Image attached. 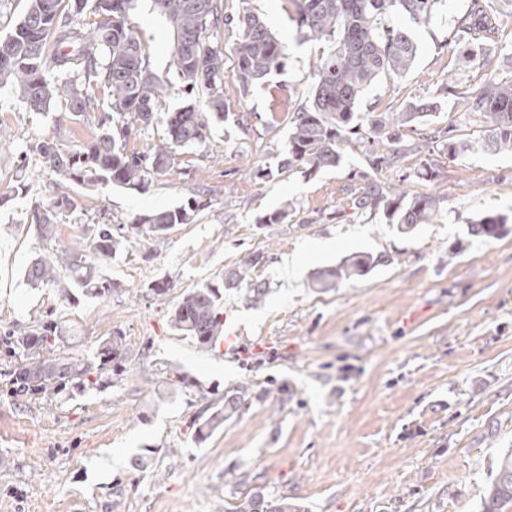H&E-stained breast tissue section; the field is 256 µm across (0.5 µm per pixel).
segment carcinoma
<instances>
[{
    "label": "carcinoma",
    "instance_id": "1",
    "mask_svg": "<svg viewBox=\"0 0 512 512\" xmlns=\"http://www.w3.org/2000/svg\"><path fill=\"white\" fill-rule=\"evenodd\" d=\"M132 0H29L20 21L0 35V88L8 86L30 109L41 113L62 105L83 116L99 113L92 138L65 148L54 140H39L22 153V165L38 161L57 176L54 197L33 210L30 224L44 240L55 238L60 215L73 210L75 188L117 185L145 190L165 172L180 148L207 141L214 119L224 120V48L212 41L219 27L234 35L233 75L248 91L287 65V46L251 12H224L223 0H154V8L174 28L172 65L181 92L194 99L179 108L167 105L168 80L151 70L145 46L135 37L129 22ZM286 12L296 23L302 41L329 44L313 71L314 83L305 105L289 116L288 145L278 171L305 169L312 174L336 168L346 150L362 147L369 171L353 205L358 210L378 211L397 231H414L438 217L442 196L390 186L370 172L383 169L419 152L405 145V132L429 126L445 109L446 98H429L390 117L363 116L358 107L364 92L381 76H403L412 67L418 44L400 17L412 24L428 25L446 6V0H286ZM92 19H83L87 4ZM504 10L489 0H468L467 11L455 20L451 42H494L503 19L512 18V0ZM447 98L465 111L485 120L483 147L512 155V75L488 73L476 93L444 87ZM165 126L164 134L148 151L129 153L126 140L140 129ZM466 139H448V159L473 151ZM208 201L192 198L173 208L157 210L134 219L132 228L148 236L157 250L178 224H190ZM289 202L257 219L264 225L282 224ZM509 217L485 214L467 225V234L484 242L497 240L507 231ZM124 226L92 224L72 247L32 260L25 271L35 287L66 289L75 284L87 295L106 298L122 290L101 275L103 267L128 241ZM264 255L251 252L241 258L228 276L193 288L172 304L169 325L192 338L201 349L213 347L224 327V290L249 286L253 298L265 295L262 283L253 280ZM387 262L369 254L349 256L334 266L315 272V288H335L344 281L363 277ZM61 327L48 317L29 326L7 324L3 336L16 390L58 397L67 388L81 390L100 385L99 367L79 360L61 346ZM128 348L121 332H114L100 349L102 364L119 379L126 371ZM246 390H238L206 406L208 416H198L196 438L207 440L233 418L244 402ZM512 506V452L505 454L486 489L482 512H504ZM233 512H305L280 497L274 501L261 491L238 499Z\"/></svg>",
    "mask_w": 512,
    "mask_h": 512
}]
</instances>
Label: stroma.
Returning <instances> with one entry per match:
<instances>
[{"mask_svg": "<svg viewBox=\"0 0 512 512\" xmlns=\"http://www.w3.org/2000/svg\"><path fill=\"white\" fill-rule=\"evenodd\" d=\"M466 8L448 0L441 20L414 28L413 67L377 80L360 112H399L435 95L456 53L451 24ZM224 9L259 13L286 44L288 64L246 91L225 73L227 119L211 123L205 144L178 150L146 190L76 188L59 249L93 223L128 225L200 195L209 202L161 251L144 239L123 245L104 268L122 286L110 298L35 288L23 275L46 251L30 217L52 195L54 175L20 169V155L39 139L80 144L95 114H37L0 88V322L53 317L66 351L89 361L119 331L130 353L121 379L106 366L99 388L49 402L14 392L0 343V512H231L258 489L306 512H479L512 450V233L484 243L466 225L484 213L512 216V156L477 149L451 161L424 149L381 173L392 183L420 159L435 164V179L417 189L443 196L439 215L408 234L353 209L361 150L334 169L255 179L251 169L275 171L287 117L306 102L324 47L298 41L282 0H224ZM130 21L152 69L173 76V29L152 0H133ZM287 201L284 223L258 224ZM251 251L264 255L255 278L266 295L224 293V333L240 349L203 350L174 332L172 302ZM361 253L385 262L312 288L315 271ZM293 255L286 282L281 263ZM164 276L169 292L153 295L151 282ZM179 373L188 384L176 383ZM282 384L285 404L259 400ZM241 387L249 397L240 413L197 441L203 406ZM138 457L150 466L135 467ZM230 471L243 484L227 482Z\"/></svg>", "mask_w": 512, "mask_h": 512, "instance_id": "obj_1", "label": "stroma"}]
</instances>
